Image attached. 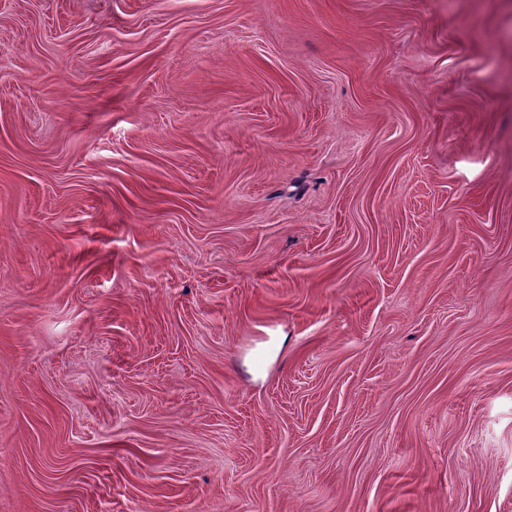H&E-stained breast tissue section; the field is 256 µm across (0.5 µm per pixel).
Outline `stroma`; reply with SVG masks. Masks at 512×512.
<instances>
[{
    "label": "stroma",
    "mask_w": 512,
    "mask_h": 512,
    "mask_svg": "<svg viewBox=\"0 0 512 512\" xmlns=\"http://www.w3.org/2000/svg\"><path fill=\"white\" fill-rule=\"evenodd\" d=\"M0 512H512V0H0Z\"/></svg>",
    "instance_id": "obj_1"
}]
</instances>
